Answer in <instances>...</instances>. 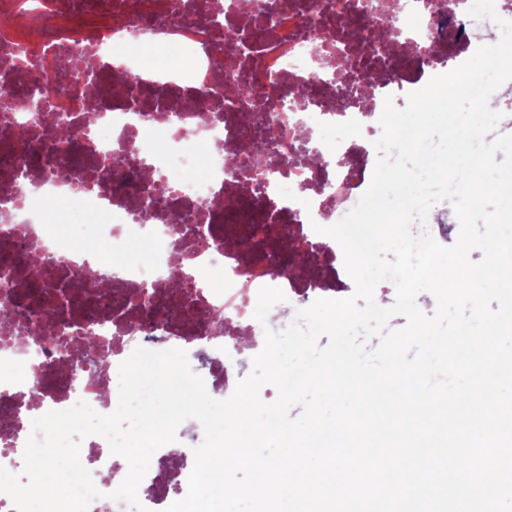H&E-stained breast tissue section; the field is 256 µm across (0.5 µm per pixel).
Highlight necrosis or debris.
I'll use <instances>...</instances> for the list:
<instances>
[{"instance_id":"necrosis-or-debris-1","label":"necrosis or debris","mask_w":512,"mask_h":512,"mask_svg":"<svg viewBox=\"0 0 512 512\" xmlns=\"http://www.w3.org/2000/svg\"><path fill=\"white\" fill-rule=\"evenodd\" d=\"M0 0V467L15 471L35 411L63 410L78 401L108 415L119 399L116 376L130 350H207L211 361L236 358L240 342L213 319L222 316L254 339L287 320L253 317L258 292L280 288L286 297L320 295L323 276L276 271L269 260L241 254L224 235L227 214L251 205L254 219L237 224L252 240L271 241L289 229L287 252L324 267L326 251L340 252L317 226L332 225L368 189L372 146L355 147L332 135L333 127L357 131L379 120L387 96L403 91V55L374 53L377 31L393 25L407 41L426 47L429 75L443 74V49L457 42L486 45L491 19L481 27L457 25L436 12L435 0H369L350 22L351 0H286L277 24L258 44L225 42L210 22L240 26L228 0ZM149 39L186 54L180 76L144 69L131 53ZM370 57L360 96L338 100L342 57ZM238 60V67L227 64ZM42 79L30 83L29 65ZM315 78L310 96L297 90ZM96 119L85 123L88 109ZM66 118L67 147H57L44 113ZM268 119L278 170L264 194L248 177L230 181L241 156L242 122ZM321 132L316 162L293 161L297 143ZM148 172L135 187L121 188L106 171L114 163ZM76 201L80 223L46 222L49 204ZM200 228L192 243L177 231L184 217ZM186 256L197 283L193 295L173 290L171 273ZM150 288L162 315L148 321L132 300ZM45 290L62 316L56 338L45 336V311L34 293ZM184 451L161 448L152 456L140 503L155 512L162 464L176 462L171 479L190 474ZM81 461L99 496L88 512H125L111 494L127 475L106 440L91 442Z\"/></svg>"}]
</instances>
